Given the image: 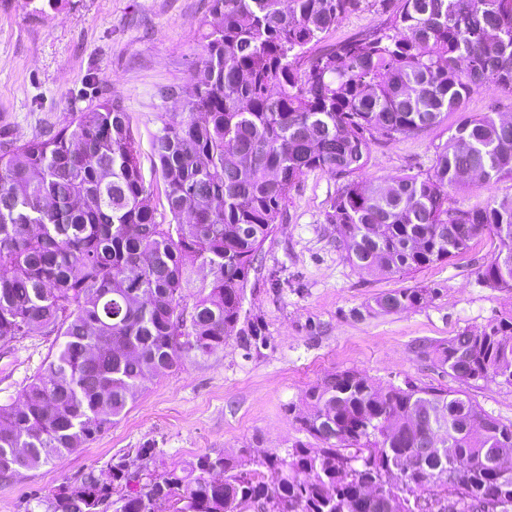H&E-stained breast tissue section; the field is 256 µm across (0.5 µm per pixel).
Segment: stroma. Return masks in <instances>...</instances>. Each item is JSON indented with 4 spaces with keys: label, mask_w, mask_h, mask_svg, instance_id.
Here are the masks:
<instances>
[{
    "label": "stroma",
    "mask_w": 512,
    "mask_h": 512,
    "mask_svg": "<svg viewBox=\"0 0 512 512\" xmlns=\"http://www.w3.org/2000/svg\"><path fill=\"white\" fill-rule=\"evenodd\" d=\"M209 6L210 0H62L58 9L39 13L27 0H0V142L29 138L115 99L140 141L157 213L167 214L150 135L162 121L180 118L192 93L190 75L200 58V25ZM388 18L380 0H362L323 44L332 47ZM171 86L178 87V96L164 97ZM485 112L512 118V93L491 85L473 92L463 112L449 113L419 135L375 137L371 161L358 179L426 171L436 146L463 117ZM341 183L333 173L309 172L292 188L282 223L262 246L243 309L262 323L263 344L246 349L232 338L222 351L148 381L125 415L96 439L0 485V512H22L21 503L65 483L80 484L91 470L108 479L111 464L135 457L146 443L161 451L170 467L202 453L234 455L243 448L258 456L286 455L306 437L298 423L309 411L306 390L344 370L358 371L383 389L411 381L461 392L512 427V386L454 379L412 351L416 340L443 339L512 313V292L487 288L478 277L497 252V239L477 237L466 252L411 274L361 272L337 249L327 222ZM511 196L512 181L477 179L452 191L448 203L471 208ZM412 287L435 294L408 312L354 314L375 294ZM55 347V336H31L0 352V403L17 396Z\"/></svg>",
    "instance_id": "stroma-1"
}]
</instances>
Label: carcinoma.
<instances>
[{
  "label": "carcinoma",
  "instance_id": "obj_1",
  "mask_svg": "<svg viewBox=\"0 0 512 512\" xmlns=\"http://www.w3.org/2000/svg\"><path fill=\"white\" fill-rule=\"evenodd\" d=\"M211 0L201 57L181 119L151 133L155 173L171 219H157L140 141L122 104L98 102L21 142L0 145V347L57 336V347L17 399L0 404V483L38 469L112 427L144 384L236 337L250 271L294 185L325 170L368 165L370 136H415L493 84L512 92V0H382L390 22L326 51L314 48L361 0ZM476 177L512 180V122L495 112L463 119L424 173L350 181L327 222L361 272L407 274L450 260L488 234L499 250L479 271L512 291V197L448 206ZM207 269L192 308L189 263ZM436 290L400 288L354 310L389 315ZM419 358L463 382L512 386V314L446 339ZM312 413L287 457L253 463L204 453L141 483L162 464L152 445L122 457L109 481L88 471L77 487L36 496L24 512H479L490 497L512 512V427L469 397L433 386H391L345 370L311 386ZM440 450L420 454L430 435ZM442 470L455 473L439 484ZM376 482L380 497L361 486Z\"/></svg>",
  "mask_w": 512,
  "mask_h": 512
}]
</instances>
